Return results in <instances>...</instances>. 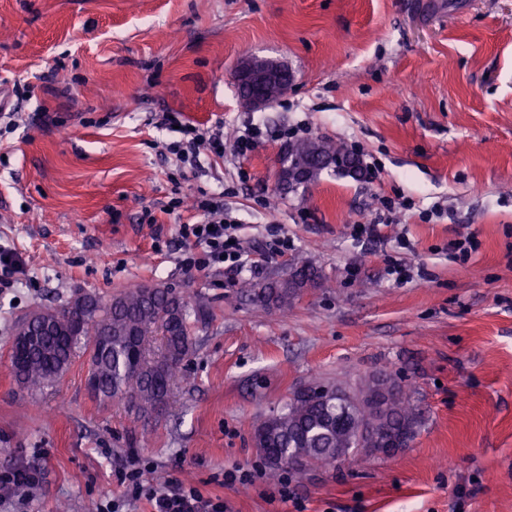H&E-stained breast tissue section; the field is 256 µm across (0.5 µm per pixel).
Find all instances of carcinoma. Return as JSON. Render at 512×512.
Returning a JSON list of instances; mask_svg holds the SVG:
<instances>
[{
    "label": "carcinoma",
    "mask_w": 512,
    "mask_h": 512,
    "mask_svg": "<svg viewBox=\"0 0 512 512\" xmlns=\"http://www.w3.org/2000/svg\"><path fill=\"white\" fill-rule=\"evenodd\" d=\"M334 158L333 171L363 174L360 159L338 144L298 139L280 159L282 168L312 167L310 181L326 170L321 160ZM319 271L299 266L292 278H281L250 289L253 300L267 308L286 310L302 289L317 284ZM204 317L171 288L137 286L103 302L79 295L55 308H38L27 326L33 341L27 347L17 383L26 390L54 387L76 353L88 354L87 380L96 384L101 400L125 399L142 414L165 406L173 393L175 373L191 355L195 340L191 319ZM306 398L288 400L277 414L254 430V443L266 464L297 470L330 465L342 458L358 462L375 453L377 444L406 447L414 437L417 414L398 382H391L385 412L336 402L338 385L307 384Z\"/></svg>",
    "instance_id": "obj_1"
}]
</instances>
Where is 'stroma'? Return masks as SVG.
<instances>
[{
  "label": "stroma",
  "instance_id": "35a3bbf8",
  "mask_svg": "<svg viewBox=\"0 0 512 512\" xmlns=\"http://www.w3.org/2000/svg\"><path fill=\"white\" fill-rule=\"evenodd\" d=\"M245 56L294 74L269 109L239 102ZM36 73L48 82L0 132V245L27 260L0 291V473L40 481L0 496V512H149L127 496L134 460L144 485L176 478L229 512H512V0H0V81ZM165 110L223 125V163L180 167L172 133L153 124ZM304 123L360 144L378 173L278 190L288 133ZM251 125L262 137L242 160L231 146ZM219 187L248 250L278 224L288 255L256 274L186 273L189 212L149 215ZM396 196L411 208L379 240L354 241L352 225ZM434 207L441 217L423 220ZM468 235L478 248L463 262L453 244ZM388 254L412 280L388 276ZM305 262L319 285L288 312L242 289ZM140 284L193 293L205 312L163 411L95 400L84 354L55 388L18 387L19 317ZM380 372L419 414L398 454L225 484V470L260 463L254 429L296 387Z\"/></svg>",
  "mask_w": 512,
  "mask_h": 512
}]
</instances>
